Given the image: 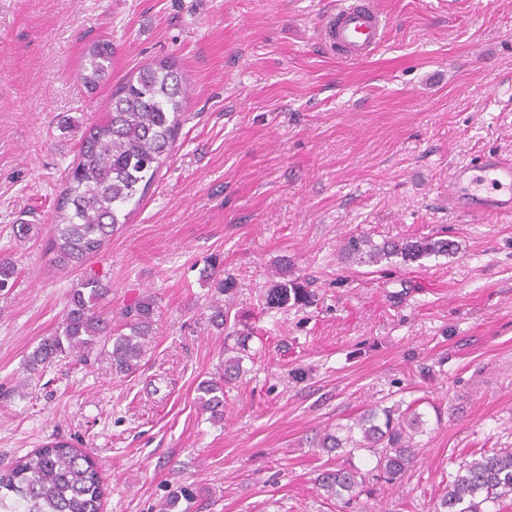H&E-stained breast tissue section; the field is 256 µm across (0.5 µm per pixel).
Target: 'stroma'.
I'll return each mask as SVG.
<instances>
[{
    "label": "stroma",
    "instance_id": "1",
    "mask_svg": "<svg viewBox=\"0 0 512 512\" xmlns=\"http://www.w3.org/2000/svg\"><path fill=\"white\" fill-rule=\"evenodd\" d=\"M337 0H0V471L50 441L85 451L105 512H348L315 478V444L372 407L418 401V456L375 512H430L450 472L512 448V217L448 203L453 165L512 159V0H375L386 39L360 64L321 46ZM110 40L109 77L79 78ZM175 60L188 87L171 158L128 223L82 266L60 267L48 220L85 128L113 86ZM30 225L28 235L17 227ZM374 243L443 238L454 249L376 266ZM287 266L312 304L265 309ZM253 330L239 377L211 418L197 386L224 358L210 322L212 270ZM98 275L112 324L156 301V334L130 375L107 352L26 368L56 332L72 288Z\"/></svg>",
    "mask_w": 512,
    "mask_h": 512
}]
</instances>
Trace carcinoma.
I'll return each mask as SVG.
<instances>
[{"label": "carcinoma", "instance_id": "obj_1", "mask_svg": "<svg viewBox=\"0 0 512 512\" xmlns=\"http://www.w3.org/2000/svg\"><path fill=\"white\" fill-rule=\"evenodd\" d=\"M111 69L112 44L93 42L81 80L93 88ZM185 98L183 75L172 60L142 66L112 89L105 117L85 130L49 219V245L58 262L82 264L102 249L117 225L126 222L125 208L135 199L143 200L170 157L183 122ZM451 249L452 244L442 238L377 245L360 235L346 243L347 253L368 265L394 255L414 262ZM17 276L15 263L0 259V291L13 287ZM110 293L96 276L81 280L70 292L61 327L29 356V370L42 372L60 357L75 354L85 359L95 348H108L116 373L135 372L147 352V341L155 335V300L139 298L126 308L125 327L130 333L125 334L112 330V316L106 309ZM264 300L266 307L281 309L310 302V294L298 279L285 278L271 283ZM211 323L237 337L236 355L224 360V372L198 385L200 407L220 419L224 382L240 374L249 334L230 324L229 309L222 305L215 306ZM422 426V414L410 404L402 418L393 417L391 409L371 408L346 427L344 436L325 434L319 447L326 453L366 448L376 465L363 471L338 462L318 474V488L353 505L361 495L374 493L369 487L372 476L378 482L397 484L414 462L416 448L411 440ZM104 493L99 470L89 456L65 442H48L0 472V512H102ZM506 499L512 500V448H491L450 475L432 512H500Z\"/></svg>", "mask_w": 512, "mask_h": 512}]
</instances>
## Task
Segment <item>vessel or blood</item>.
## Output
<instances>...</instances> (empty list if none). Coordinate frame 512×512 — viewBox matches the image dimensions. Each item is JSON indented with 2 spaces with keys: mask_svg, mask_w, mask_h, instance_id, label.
Here are the masks:
<instances>
[{
  "mask_svg": "<svg viewBox=\"0 0 512 512\" xmlns=\"http://www.w3.org/2000/svg\"><path fill=\"white\" fill-rule=\"evenodd\" d=\"M386 17L374 0H338L335 10L322 16L321 40L327 50L346 63H358L379 49ZM455 208L470 216L512 215V160L482 154L455 166L450 175Z\"/></svg>",
  "mask_w": 512,
  "mask_h": 512,
  "instance_id": "vessel-or-blood-1",
  "label": "vessel or blood"
}]
</instances>
